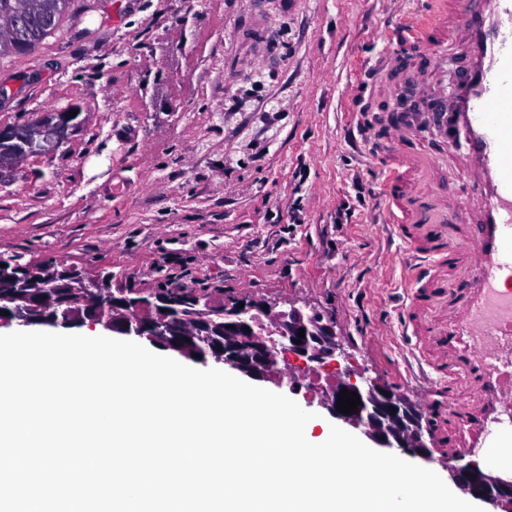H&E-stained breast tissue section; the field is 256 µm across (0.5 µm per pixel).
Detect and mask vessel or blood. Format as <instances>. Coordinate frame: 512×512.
Instances as JSON below:
<instances>
[{
    "label": "vessel or blood",
    "mask_w": 512,
    "mask_h": 512,
    "mask_svg": "<svg viewBox=\"0 0 512 512\" xmlns=\"http://www.w3.org/2000/svg\"><path fill=\"white\" fill-rule=\"evenodd\" d=\"M453 48L467 65L446 94L423 73ZM396 77L420 111L393 103L361 132L382 175V221L402 246L409 356L448 391L474 390L452 441L460 455L484 447L490 424L512 413V0H430L382 52L376 86ZM429 132L459 144L455 204L435 178L442 160L424 144Z\"/></svg>",
    "instance_id": "obj_1"
}]
</instances>
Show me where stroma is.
I'll return each mask as SVG.
<instances>
[{
	"instance_id": "obj_1",
	"label": "stroma",
	"mask_w": 512,
	"mask_h": 512,
	"mask_svg": "<svg viewBox=\"0 0 512 512\" xmlns=\"http://www.w3.org/2000/svg\"><path fill=\"white\" fill-rule=\"evenodd\" d=\"M415 0H71L35 51L0 59V124L78 107L60 148L0 184V256L170 283L233 306L330 318L349 369L404 391L431 424L432 377L407 372L393 300L398 240L375 223L381 176L347 138L365 68Z\"/></svg>"
}]
</instances>
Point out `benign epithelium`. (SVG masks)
<instances>
[{"instance_id":"1","label":"benign epithelium","mask_w":512,"mask_h":512,"mask_svg":"<svg viewBox=\"0 0 512 512\" xmlns=\"http://www.w3.org/2000/svg\"><path fill=\"white\" fill-rule=\"evenodd\" d=\"M78 122L70 111H56L45 123L24 126H0V143H12L14 147L0 150V176L12 174L23 161L43 155L59 147ZM71 307L58 314L28 305L14 307L9 325L26 328L33 325L71 327L89 323L101 325L105 330L129 336L145 338L164 349L172 350L186 342H203L195 335V324L181 328L176 335L163 322H152L138 316L139 305H134L114 315L116 299L111 293L97 295L92 302L82 293L71 296ZM268 309H262V306ZM269 321L266 331L255 329V313ZM224 349L213 357L252 378H268L281 371L294 379L315 367L322 369L340 367L346 359L336 331L323 317L308 314L293 306L278 310L276 305L264 300L244 302L243 307L224 308ZM305 330L299 337V330ZM300 343H295V340ZM356 392L361 405L351 414L337 410L340 392ZM324 405L330 414L343 423L362 430L372 441L383 448H401L422 459L430 458V448L425 441L424 409L412 403L395 387L384 386L364 378L363 373L345 370L338 376L336 385L326 394ZM449 476L465 493L472 497L512 512V479L493 478L469 461L462 463L458 456L447 464Z\"/></svg>"}]
</instances>
